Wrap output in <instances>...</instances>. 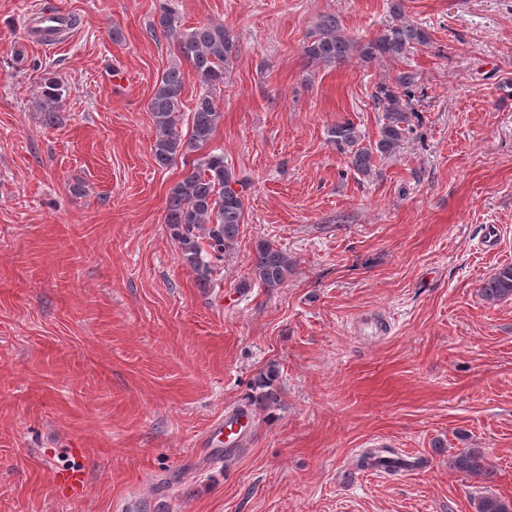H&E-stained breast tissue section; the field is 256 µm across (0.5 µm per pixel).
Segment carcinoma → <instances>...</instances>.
I'll return each mask as SVG.
<instances>
[{
	"label": "carcinoma",
	"mask_w": 512,
	"mask_h": 512,
	"mask_svg": "<svg viewBox=\"0 0 512 512\" xmlns=\"http://www.w3.org/2000/svg\"><path fill=\"white\" fill-rule=\"evenodd\" d=\"M152 29L173 40L176 60L156 81L148 108L154 128L152 154L155 164L165 169L182 160V176L169 190L165 223L177 243L180 258L196 274V283L207 288L215 262L237 239L245 221V195L248 183L239 178L224 161V152L209 149L214 134L224 118L215 91L224 84L230 62L238 47L234 36L222 24L206 23L182 29L174 11L160 6ZM431 42L424 27L405 18L403 0H390V19L379 35L358 41L347 35L334 13L319 17L311 41L302 52L312 65H340L355 57L364 63L405 61ZM187 62L199 82L200 91L191 109L190 129H178L184 90L181 63ZM417 76L405 70L379 81L371 94L374 109L381 113L377 139L363 143L357 127L344 121L330 127L328 136L336 150L349 158L354 172L369 177L376 161L396 153L413 130L417 116L412 101V87ZM64 95L54 80L45 83L40 108L46 124L55 122ZM295 261L270 242H261L253 258L252 282L265 288H277L293 272ZM483 299L491 304L512 299V264L503 265L480 286ZM278 371L271 366L260 376L258 391L251 399V410L265 411L278 401L272 388ZM359 467L384 466L395 471L404 466L399 458L377 456V449L364 452ZM453 468L476 480L486 482L495 475L480 448H467L453 459ZM476 512H512V502L488 494L480 497Z\"/></svg>",
	"instance_id": "obj_1"
}]
</instances>
